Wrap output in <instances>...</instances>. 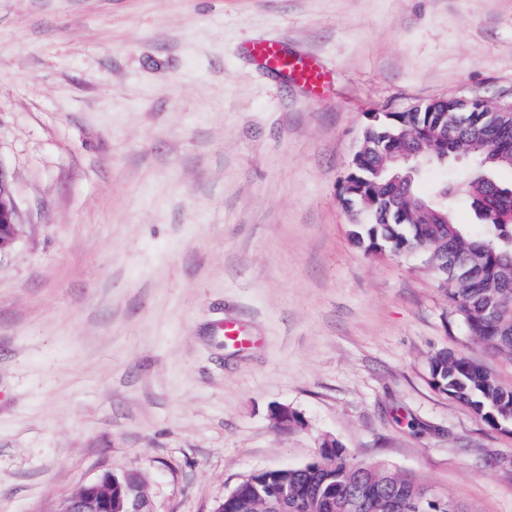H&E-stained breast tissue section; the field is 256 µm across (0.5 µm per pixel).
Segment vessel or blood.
Listing matches in <instances>:
<instances>
[{
    "mask_svg": "<svg viewBox=\"0 0 512 512\" xmlns=\"http://www.w3.org/2000/svg\"><path fill=\"white\" fill-rule=\"evenodd\" d=\"M247 54L266 74L301 87L311 97H322L331 85L332 75L317 57L288 52L280 39L250 42Z\"/></svg>",
    "mask_w": 512,
    "mask_h": 512,
    "instance_id": "obj_1",
    "label": "vessel or blood"
}]
</instances>
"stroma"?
Masks as SVG:
<instances>
[{
	"instance_id": "1",
	"label": "stroma",
	"mask_w": 512,
	"mask_h": 512,
	"mask_svg": "<svg viewBox=\"0 0 512 512\" xmlns=\"http://www.w3.org/2000/svg\"><path fill=\"white\" fill-rule=\"evenodd\" d=\"M265 36L333 68L326 94L268 79L245 54ZM435 98L512 106V0H0L22 226L0 256V512L108 472L143 477L153 512H213L327 440L512 512V432L429 363L508 387L512 364L421 257L355 245L343 203L373 115ZM430 376L436 389L469 406L482 422L494 428L512 427V389L483 364L441 350L431 358Z\"/></svg>"
}]
</instances>
